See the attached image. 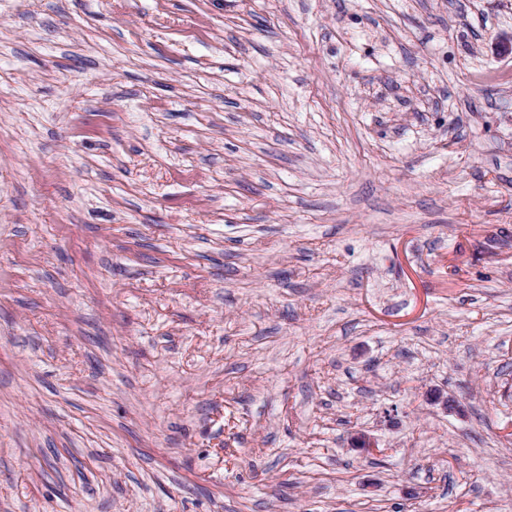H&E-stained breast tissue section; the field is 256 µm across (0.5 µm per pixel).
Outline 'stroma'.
<instances>
[{"mask_svg":"<svg viewBox=\"0 0 512 512\" xmlns=\"http://www.w3.org/2000/svg\"><path fill=\"white\" fill-rule=\"evenodd\" d=\"M511 42L0 0V512H512Z\"/></svg>","mask_w":512,"mask_h":512,"instance_id":"stroma-1","label":"stroma"}]
</instances>
